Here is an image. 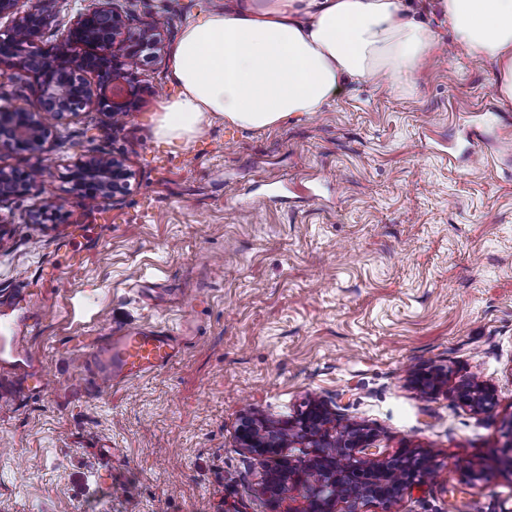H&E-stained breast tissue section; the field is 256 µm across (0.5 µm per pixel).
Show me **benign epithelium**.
<instances>
[{
  "instance_id": "benign-epithelium-1",
  "label": "benign epithelium",
  "mask_w": 512,
  "mask_h": 512,
  "mask_svg": "<svg viewBox=\"0 0 512 512\" xmlns=\"http://www.w3.org/2000/svg\"><path fill=\"white\" fill-rule=\"evenodd\" d=\"M21 0H0V19L11 24L0 29V75L12 78L21 73L32 79L39 94L40 108L0 106V138L16 152L41 154L45 151V121L49 116L74 112L91 105L116 120L135 107L134 89L127 76L141 68L160 41L156 26L142 22L135 32L126 22L137 16L121 12L114 0H95L70 21L66 35L45 47L35 34L46 23L44 5L34 0L19 10ZM99 67L112 68V89L92 88L78 75ZM130 172L125 162L109 154L90 155L80 160L70 173L74 190L91 199L117 196ZM45 169L32 167L17 171L0 165V202L20 194ZM448 374L436 369L417 377V387L427 395L436 394L446 384ZM456 397L477 411L495 405L492 392L481 384L459 387ZM239 446L251 453L264 470L263 490L275 499L291 485H303L309 498L306 512H362L373 505L391 512L405 488L422 481L432 469L428 458L413 451L382 457L374 450L375 434L362 425L341 424L324 403L313 402L291 419L271 422L248 412L237 429ZM299 444L311 449V458L296 463L285 456L286 448Z\"/></svg>"
}]
</instances>
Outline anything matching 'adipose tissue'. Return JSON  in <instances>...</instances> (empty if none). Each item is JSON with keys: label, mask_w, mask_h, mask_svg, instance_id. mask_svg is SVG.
<instances>
[{"label": "adipose tissue", "mask_w": 512, "mask_h": 512, "mask_svg": "<svg viewBox=\"0 0 512 512\" xmlns=\"http://www.w3.org/2000/svg\"><path fill=\"white\" fill-rule=\"evenodd\" d=\"M467 54L494 62L501 103L512 105V0H440ZM433 28L403 0H235L189 20L169 51L175 91L153 135L198 139L213 117L268 129L322 111L351 82L379 74L405 86L437 50Z\"/></svg>", "instance_id": "1"}]
</instances>
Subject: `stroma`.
Wrapping results in <instances>:
<instances>
[{
	"mask_svg": "<svg viewBox=\"0 0 512 512\" xmlns=\"http://www.w3.org/2000/svg\"><path fill=\"white\" fill-rule=\"evenodd\" d=\"M435 3H408L441 38L415 90L353 84L310 118L260 131L218 119L175 150L152 131L173 91L167 47L224 0H134L163 43L130 78L136 108L115 124L50 118L43 155L0 147V165L46 170L0 202V296L42 294L52 315L31 346L55 380L0 397V512H303L304 488L262 493L236 429L245 411L284 420L313 401L374 432L385 456L430 458L392 512H512V108L496 65L456 45ZM99 152L131 172L117 198L65 179ZM54 199L58 217L35 223ZM71 244L84 260L69 269ZM182 322L166 369L75 390L80 343ZM433 367L447 388L426 397L410 378ZM463 383L491 388L494 408L459 402Z\"/></svg>",
	"mask_w": 512,
	"mask_h": 512,
	"instance_id": "1",
	"label": "stroma"
}]
</instances>
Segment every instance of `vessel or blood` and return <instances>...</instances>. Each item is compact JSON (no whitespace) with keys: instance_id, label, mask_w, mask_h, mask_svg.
Returning a JSON list of instances; mask_svg holds the SVG:
<instances>
[{"instance_id":"1","label":"vessel or blood","mask_w":512,"mask_h":512,"mask_svg":"<svg viewBox=\"0 0 512 512\" xmlns=\"http://www.w3.org/2000/svg\"><path fill=\"white\" fill-rule=\"evenodd\" d=\"M45 315V306L28 293L0 301V367L12 371L21 383H32L38 392L47 388L48 377L28 342ZM184 335L179 326L134 328L96 337L78 356L84 382L97 392L160 371L178 356Z\"/></svg>"}]
</instances>
